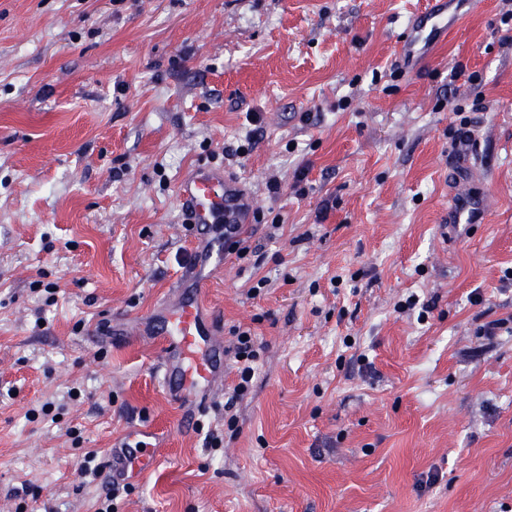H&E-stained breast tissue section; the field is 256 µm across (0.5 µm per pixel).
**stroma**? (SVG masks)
I'll return each mask as SVG.
<instances>
[{
	"label": "stroma",
	"instance_id": "obj_1",
	"mask_svg": "<svg viewBox=\"0 0 512 512\" xmlns=\"http://www.w3.org/2000/svg\"><path fill=\"white\" fill-rule=\"evenodd\" d=\"M427 2L0 0V512H95L83 454L147 425L117 512H512V328L483 333L512 318V0H453L404 60ZM200 164L260 203L205 292L262 346L215 446L158 376ZM458 189L483 223L450 226Z\"/></svg>",
	"mask_w": 512,
	"mask_h": 512
}]
</instances>
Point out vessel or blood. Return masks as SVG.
Listing matches in <instances>:
<instances>
[{"instance_id": "vessel-or-blood-1", "label": "vessel or blood", "mask_w": 512, "mask_h": 512, "mask_svg": "<svg viewBox=\"0 0 512 512\" xmlns=\"http://www.w3.org/2000/svg\"><path fill=\"white\" fill-rule=\"evenodd\" d=\"M177 199L190 223L203 227L251 223L258 207L256 198L236 178L220 169L198 167L180 182ZM486 205L483 196L458 193L448 207L452 224L475 223ZM224 269L221 238L206 240L194 266L187 269L177 299L164 309L162 331L167 348L158 372L170 400L184 410L183 428L194 427L197 405L213 392L224 376V347L216 339L214 321L205 312V286ZM155 446L137 441L135 447L112 451V476L136 480L154 468Z\"/></svg>"}]
</instances>
